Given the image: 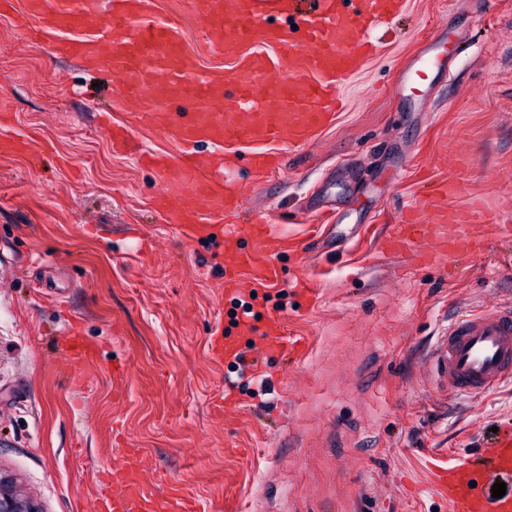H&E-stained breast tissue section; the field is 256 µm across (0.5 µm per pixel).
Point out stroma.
<instances>
[{
	"label": "stroma",
	"mask_w": 512,
	"mask_h": 512,
	"mask_svg": "<svg viewBox=\"0 0 512 512\" xmlns=\"http://www.w3.org/2000/svg\"><path fill=\"white\" fill-rule=\"evenodd\" d=\"M403 2L312 143L230 148L241 200L225 224H265L280 243L278 279L245 270L235 292L221 240L157 213L164 180L136 161L181 144L136 127L114 150L96 114L126 122L118 78L0 15L7 132L38 147L0 156V469L45 512H99L131 453L146 492L198 512H448L429 455L458 463L512 422V383L451 396L434 364L461 314L512 304V0ZM155 10L178 14L204 67L232 68L235 54L204 51L190 0ZM431 45L441 66L411 92L402 72ZM259 150L279 159L262 175ZM424 177L458 180L457 208L501 217L464 260L382 246ZM273 322L299 350L263 349ZM219 327L246 367L212 357ZM79 344L93 362L70 363Z\"/></svg>",
	"instance_id": "obj_1"
}]
</instances>
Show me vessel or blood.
Instances as JSON below:
<instances>
[{"mask_svg": "<svg viewBox=\"0 0 512 512\" xmlns=\"http://www.w3.org/2000/svg\"><path fill=\"white\" fill-rule=\"evenodd\" d=\"M402 0H195L205 22L204 46L229 52L263 40L264 50L241 57L231 70L202 69L185 45L177 18H160L154 0H109L104 22L89 26L95 0H26L15 26L31 38L48 37L55 54L119 76L121 91L139 106L131 124L163 126L184 144L207 141L217 147L246 138L304 146L336 117L342 88L373 46L374 31L398 13ZM285 26L273 28L272 17ZM161 87L152 95L151 87ZM165 191L203 201L168 220L195 235H206L224 220L229 196L222 180L209 177L210 163L185 154L177 163L157 159ZM448 182L410 204L386 245L420 253L432 261L476 245L468 225L475 213L458 209ZM225 233L224 287L239 286L240 269L256 279H276L275 267L234 244ZM442 387L455 394H483L512 379V306L469 314L449 325L436 350ZM136 458L113 475L118 486L105 512H194L187 500L157 504L134 481ZM512 478V431L492 434L486 448L449 467L441 492L448 512H512V495L494 498L486 478Z\"/></svg>", "mask_w": 512, "mask_h": 512, "instance_id": "vessel-or-blood-1", "label": "vessel or blood"}]
</instances>
